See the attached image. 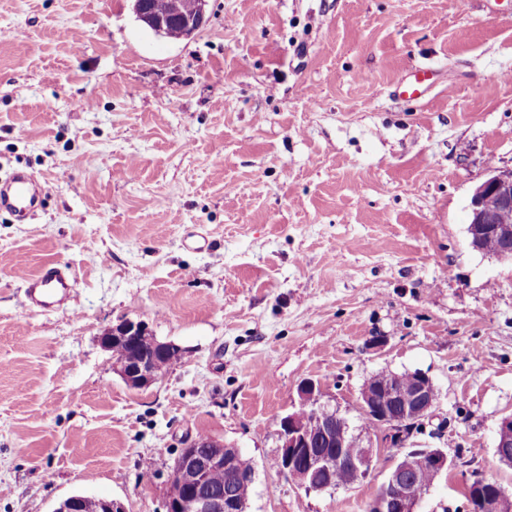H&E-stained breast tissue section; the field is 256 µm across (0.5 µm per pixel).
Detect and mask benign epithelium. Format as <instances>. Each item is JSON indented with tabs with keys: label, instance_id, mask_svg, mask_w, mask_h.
Returning a JSON list of instances; mask_svg holds the SVG:
<instances>
[{
	"label": "benign epithelium",
	"instance_id": "obj_1",
	"mask_svg": "<svg viewBox=\"0 0 512 512\" xmlns=\"http://www.w3.org/2000/svg\"><path fill=\"white\" fill-rule=\"evenodd\" d=\"M208 0H170L169 17L154 15L148 0H132L136 18L161 35L172 21L180 23L183 38H189L206 23ZM497 206H487L490 198ZM467 235L470 247L487 253L485 243L493 239L498 248L490 256L512 261V169L491 168L474 189L469 203ZM126 343L131 355L112 356V369L133 388H145L160 379L155 355L176 348L152 336L143 321H121L100 337L102 347L113 351L116 342ZM298 409L281 418L279 466L308 492L336 487V471L347 469L355 479L365 477L372 462V447L357 458L346 459L341 449L349 447L352 435L345 419L321 403L322 391L314 381H304L298 390ZM438 390L432 379L418 372L413 384H400V376L391 373L376 381L370 377L360 391L363 414L379 430L382 443L391 447L406 444L416 427L425 425L435 411ZM418 450L402 453L394 462L382 491L369 504L368 512H415L423 487L421 471L415 465ZM434 477L447 472L452 462L439 448L427 450ZM496 455L501 463L512 466V415L501 419L496 433ZM214 471L228 473L235 483L249 484L254 470L242 464L238 449L211 436L196 437L181 449L169 479L166 512H247L248 501L240 500L233 489L216 491L209 485ZM326 477L319 485L314 477ZM466 512H512V499L497 485L483 478L467 483ZM54 512H125L124 506L106 498L72 495L59 503Z\"/></svg>",
	"mask_w": 512,
	"mask_h": 512
}]
</instances>
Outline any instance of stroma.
I'll return each mask as SVG.
<instances>
[{"label": "stroma", "instance_id": "stroma-1", "mask_svg": "<svg viewBox=\"0 0 512 512\" xmlns=\"http://www.w3.org/2000/svg\"><path fill=\"white\" fill-rule=\"evenodd\" d=\"M413 62L434 84L407 102ZM492 166L512 169V0H209L176 42L130 0H0V174L47 192L31 223L0 213V512H165L201 434L252 465L248 512H366L398 448L309 493L278 428L311 379L374 438L359 395L381 371L439 391L412 442L453 465L416 512H462L478 476L512 496V263L466 231ZM49 262L73 299L28 310ZM123 320L182 363L129 387L100 344ZM495 450L501 463L512 466V414L502 418L498 425ZM54 512H125L124 506L106 498L72 495L59 503Z\"/></svg>", "mask_w": 512, "mask_h": 512}]
</instances>
